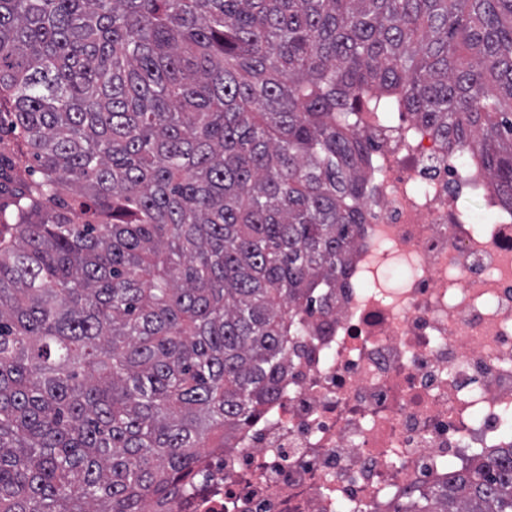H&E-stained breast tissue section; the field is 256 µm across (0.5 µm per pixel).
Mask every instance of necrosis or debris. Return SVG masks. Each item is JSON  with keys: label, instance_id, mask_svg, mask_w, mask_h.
<instances>
[{"label": "necrosis or debris", "instance_id": "obj_1", "mask_svg": "<svg viewBox=\"0 0 512 512\" xmlns=\"http://www.w3.org/2000/svg\"><path fill=\"white\" fill-rule=\"evenodd\" d=\"M360 133L376 164L348 285L303 322L281 397L200 458L172 512H395L512 447V205L427 125ZM476 198L494 223H471Z\"/></svg>", "mask_w": 512, "mask_h": 512}]
</instances>
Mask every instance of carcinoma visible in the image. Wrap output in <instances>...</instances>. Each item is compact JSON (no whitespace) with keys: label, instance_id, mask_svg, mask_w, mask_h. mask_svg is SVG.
Wrapping results in <instances>:
<instances>
[{"label":"carcinoma","instance_id":"carcinoma-1","mask_svg":"<svg viewBox=\"0 0 512 512\" xmlns=\"http://www.w3.org/2000/svg\"><path fill=\"white\" fill-rule=\"evenodd\" d=\"M512 202V0H0V512H165L277 395L366 221L362 113ZM399 512H512V447ZM15 161L16 163L13 164L14 169L12 171H10L7 165L4 167L3 179L0 180V182H2L1 189L3 185V194L1 192L0 195V202L2 203L9 201L11 192L18 189L22 181L29 182L31 180H38L40 176L37 172L36 163L31 156H21L17 154Z\"/></svg>","mask_w":512,"mask_h":512}]
</instances>
